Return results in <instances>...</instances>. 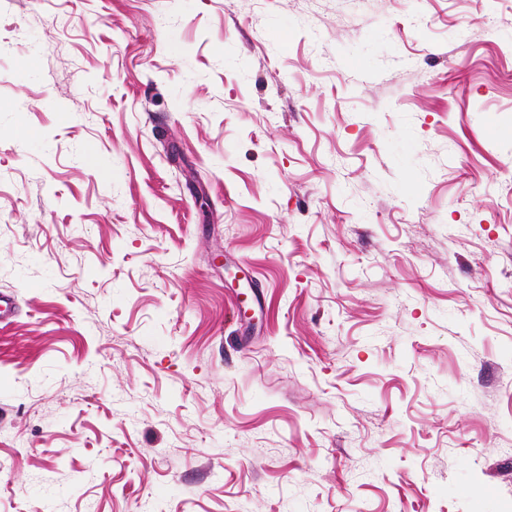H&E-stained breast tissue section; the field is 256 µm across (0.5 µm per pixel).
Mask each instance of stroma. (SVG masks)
Instances as JSON below:
<instances>
[{
    "label": "stroma",
    "instance_id": "1",
    "mask_svg": "<svg viewBox=\"0 0 512 512\" xmlns=\"http://www.w3.org/2000/svg\"><path fill=\"white\" fill-rule=\"evenodd\" d=\"M0 512H500L512 0H0Z\"/></svg>",
    "mask_w": 512,
    "mask_h": 512
}]
</instances>
